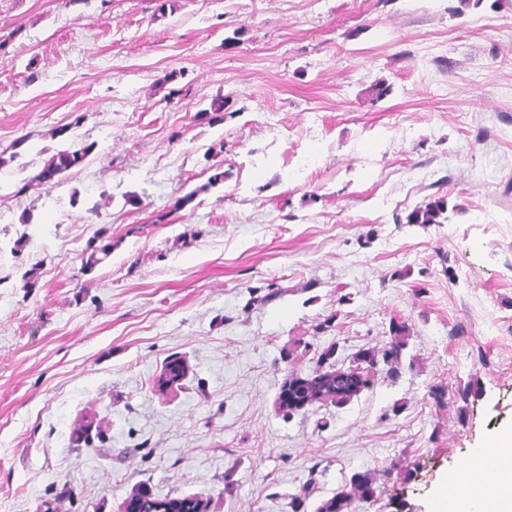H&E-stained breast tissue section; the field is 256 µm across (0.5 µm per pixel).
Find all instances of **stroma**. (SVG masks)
I'll return each instance as SVG.
<instances>
[{
	"label": "stroma",
	"mask_w": 512,
	"mask_h": 512,
	"mask_svg": "<svg viewBox=\"0 0 512 512\" xmlns=\"http://www.w3.org/2000/svg\"><path fill=\"white\" fill-rule=\"evenodd\" d=\"M163 2L0 0V512H316L356 473L349 512H432L486 481L512 434V0ZM63 127L93 151L24 190ZM441 197L447 223H407ZM363 350L358 395L280 407ZM353 494L339 493L336 496L326 500L318 507V512H342L348 509L353 496L367 500L374 496L375 489L373 479L368 474L356 473L351 478ZM140 498L145 500V503L149 505V509L152 508H164L162 512H196V507H191L192 503L200 504L196 499L192 498H164V499H152L148 493H142Z\"/></svg>",
	"instance_id": "obj_1"
}]
</instances>
